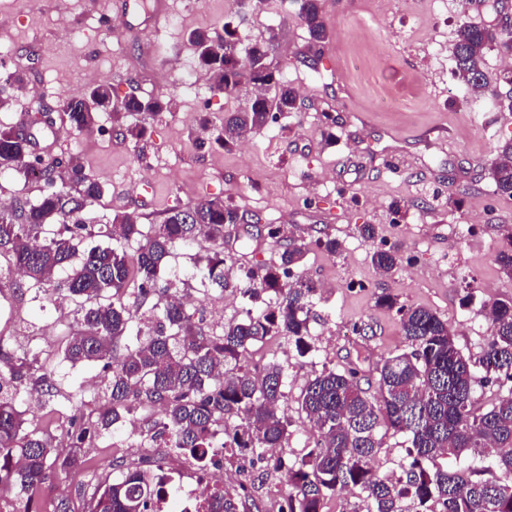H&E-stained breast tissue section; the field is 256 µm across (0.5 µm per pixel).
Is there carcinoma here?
<instances>
[{"label":"carcinoma","mask_w":512,"mask_h":512,"mask_svg":"<svg viewBox=\"0 0 512 512\" xmlns=\"http://www.w3.org/2000/svg\"><path fill=\"white\" fill-rule=\"evenodd\" d=\"M301 18L318 53L328 30L317 0H302ZM190 39L211 88L232 94L244 87H275L273 97L251 96L224 119L216 142L233 148L245 136H259L285 112L299 110L297 90L269 62L274 37L246 43L233 30L216 40L196 29ZM497 46L512 53V36L462 22L451 46L454 76L473 89L484 85V58ZM167 102L129 95L128 116L162 112ZM69 127L90 131L99 112L112 111V87L90 86L60 103ZM500 160L488 171L497 191L512 197V139L498 146ZM31 141L12 127L0 128V175L29 178L39 172L47 190L34 203L0 209V257L44 299L72 303L76 327L58 350L73 365L97 364L104 373L110 407L85 411L84 391L60 383L42 352L14 348L0 338V494L17 492L22 512H40L38 494L53 477L86 464L84 449L113 425L118 410L159 407L160 419L144 435L199 464L212 448H236L261 457L288 443L292 432L281 412L288 375L273 360L261 372L244 362L248 347L269 336H286L297 355L312 350L310 319L316 288L300 271L306 245L279 227L268 237L280 248L277 260L236 273L224 254V225L245 213L221 199L172 209L144 228L133 213L116 214L105 226L87 217L103 186L74 157L67 163L29 164ZM105 237L106 244L80 249ZM205 238L209 245L190 254L178 273L179 249ZM400 260L382 243L371 262L382 273ZM65 270V277L58 272ZM138 287H130L131 278ZM219 289L233 286L250 302L268 293L260 311L246 310L214 330L203 314L175 301L191 282ZM379 303L396 309L406 348L376 368V391L361 385L360 367H322L303 386L298 405L315 431L311 448L284 469L288 497L284 512H323L326 497L349 491L358 500L351 512H512V298L490 306V335L480 355L465 354L436 312ZM37 392L57 413L54 429L25 426L21 394ZM68 438L56 443L53 430ZM402 435L409 446L400 474L384 473L373 462L387 435ZM163 463L147 456L119 465L85 512H148L152 494L148 469Z\"/></svg>","instance_id":"1"}]
</instances>
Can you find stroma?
I'll list each match as a JSON object with an SVG mask.
<instances>
[{
    "label": "stroma",
    "mask_w": 512,
    "mask_h": 512,
    "mask_svg": "<svg viewBox=\"0 0 512 512\" xmlns=\"http://www.w3.org/2000/svg\"><path fill=\"white\" fill-rule=\"evenodd\" d=\"M167 2V17L149 33L138 0H0V38L13 47L0 57L8 76L0 81V125H28L97 82L111 85L117 102L132 92L177 98L178 111L130 117L147 130L140 140L120 134L108 115L93 133L56 119L37 132L40 154L48 161L77 157L102 183L95 216L132 213L156 224L167 210L218 198L258 217L256 239L246 247L241 225L224 227V251L236 268L274 259L272 224L308 245L302 271L317 287L312 354L299 357L292 342L275 336L246 357L253 369L276 360L288 370L282 406L292 436L280 455L289 463L312 443L298 398L313 372L356 360L371 379L382 360L405 347L395 311L378 306V297L437 312L473 355L489 336L485 309L512 297V278L495 261L512 230V198L487 178L498 144L512 138V112L500 110L494 95L505 54L487 52L485 93L468 95L453 75L451 45L462 22L480 23L489 13L483 5L468 9L465 0H319L330 38L312 68L303 61L310 36L300 0L244 8L228 0ZM228 21L254 39L276 34L270 61L303 101L252 144L230 150L214 139L243 96L181 91L186 66L196 61L191 31L206 28L220 38ZM437 53L443 68L434 79L429 60ZM365 224L397 249L391 273L372 265L371 246L360 236ZM326 238L340 242L339 252L317 247ZM195 305L216 328L241 318L247 303L234 290L211 289L196 291ZM74 326L70 307L49 304L27 286L0 290V338L12 346L54 350ZM154 418L147 410L120 412L113 432L86 450L85 469L44 485L43 512H54L62 497L72 512H84L98 472L129 459L130 426L145 428ZM224 472L253 486L236 512H280L288 487L266 462L229 449Z\"/></svg>",
    "instance_id": "1"
}]
</instances>
